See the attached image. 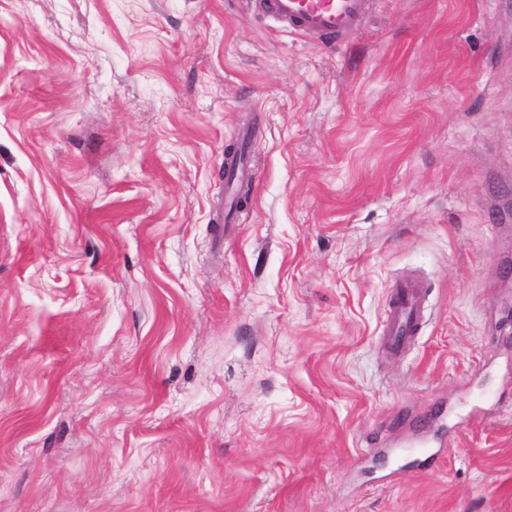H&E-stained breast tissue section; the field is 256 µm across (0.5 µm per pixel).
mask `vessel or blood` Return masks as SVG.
<instances>
[{
	"mask_svg": "<svg viewBox=\"0 0 512 512\" xmlns=\"http://www.w3.org/2000/svg\"><path fill=\"white\" fill-rule=\"evenodd\" d=\"M371 0H260L263 14L291 30L319 37L353 32L369 11ZM401 298L393 303L386 334L398 345L413 343L420 319V286L412 281L399 286Z\"/></svg>",
	"mask_w": 512,
	"mask_h": 512,
	"instance_id": "obj_1",
	"label": "vessel or blood"
}]
</instances>
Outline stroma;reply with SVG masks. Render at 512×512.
Listing matches in <instances>:
<instances>
[{
    "label": "stroma",
    "mask_w": 512,
    "mask_h": 512,
    "mask_svg": "<svg viewBox=\"0 0 512 512\" xmlns=\"http://www.w3.org/2000/svg\"><path fill=\"white\" fill-rule=\"evenodd\" d=\"M0 512H512V0H0ZM263 14L302 34L333 37L353 32L371 0H259ZM399 293L403 300L391 305L386 335L391 342L400 347L413 343L419 330L421 311L420 296L421 287L413 281H405L399 284Z\"/></svg>",
    "instance_id": "1"
}]
</instances>
